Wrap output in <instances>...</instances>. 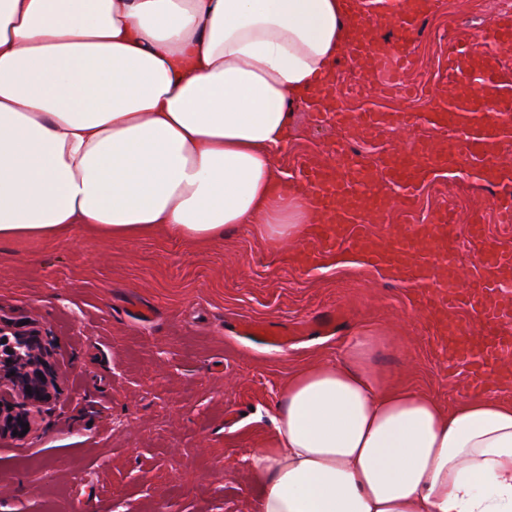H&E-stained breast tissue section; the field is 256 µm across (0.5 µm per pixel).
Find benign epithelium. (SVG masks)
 I'll use <instances>...</instances> for the list:
<instances>
[{
    "label": "benign epithelium",
    "instance_id": "7a95c632",
    "mask_svg": "<svg viewBox=\"0 0 512 512\" xmlns=\"http://www.w3.org/2000/svg\"><path fill=\"white\" fill-rule=\"evenodd\" d=\"M15 336L25 344L28 356L16 367L0 369L20 397L18 401L0 403V432H22L23 424L31 422L32 411L57 395L51 371L52 349L43 341L41 331L32 328Z\"/></svg>",
    "mask_w": 512,
    "mask_h": 512
}]
</instances>
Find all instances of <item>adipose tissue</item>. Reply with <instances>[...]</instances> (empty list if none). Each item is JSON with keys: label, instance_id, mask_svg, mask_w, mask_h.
I'll return each mask as SVG.
<instances>
[{"label": "adipose tissue", "instance_id": "obj_1", "mask_svg": "<svg viewBox=\"0 0 512 512\" xmlns=\"http://www.w3.org/2000/svg\"><path fill=\"white\" fill-rule=\"evenodd\" d=\"M350 27L340 0H0V242L301 243L321 217L277 156ZM368 342L289 376L258 512H512V401L386 389Z\"/></svg>", "mask_w": 512, "mask_h": 512}]
</instances>
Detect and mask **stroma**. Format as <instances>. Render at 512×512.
I'll list each match as a JSON object with an SVG mask.
<instances>
[{"label":"stroma","instance_id":"35a3bbf8","mask_svg":"<svg viewBox=\"0 0 512 512\" xmlns=\"http://www.w3.org/2000/svg\"><path fill=\"white\" fill-rule=\"evenodd\" d=\"M496 0H444L414 48V64L388 61L360 97L336 87L347 112L424 113L446 84L449 42L476 46ZM424 124L381 127L366 163L433 138ZM342 137L307 105L293 107V137L278 157L285 177L300 158L332 165ZM469 163L423 183L410 206L391 183L380 239L427 224L445 208L458 217L453 251L462 284L479 273L468 233L485 217L489 243L512 250V223L494 213L500 189L468 182ZM311 270L235 229L205 244L157 231L115 240L75 226L51 238L0 243V320L41 330L55 358L58 396L23 436L0 435V512H257L258 479L247 462L267 447L291 373L340 358L358 331L371 333L367 364L388 384L429 393L443 406L469 395L472 366L448 360L412 288L370 265ZM264 324L288 335L272 347L244 334Z\"/></svg>","mask_w":512,"mask_h":512}]
</instances>
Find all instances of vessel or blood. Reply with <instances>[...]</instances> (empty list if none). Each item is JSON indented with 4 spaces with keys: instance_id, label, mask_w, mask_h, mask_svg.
<instances>
[{
    "instance_id": "vessel-or-blood-1",
    "label": "vessel or blood",
    "mask_w": 512,
    "mask_h": 512,
    "mask_svg": "<svg viewBox=\"0 0 512 512\" xmlns=\"http://www.w3.org/2000/svg\"><path fill=\"white\" fill-rule=\"evenodd\" d=\"M345 13L357 19L348 45L347 58L358 68H376L386 58H396L401 66H412L409 45L419 25L435 13L441 0H342ZM391 26L396 30L392 44L372 39L371 30ZM484 42L501 45L512 41V17L503 16L481 31ZM473 71L484 88L489 108L479 111L468 92L443 95L434 108L417 116L410 112L390 113L388 123L408 128L419 122L429 124L434 140L413 141L408 149L388 153L381 172L398 186L402 200H409L419 183L431 175L459 164L476 160L480 174L492 170L491 159L506 141L512 140V82L506 80L500 65L477 60L465 46L448 50V71L458 74ZM377 171L365 163L340 162L328 169L303 162L292 188L305 192L309 202L322 214L321 223L310 225L307 249L301 256L305 266L314 267L333 256L337 244L356 242L362 254L379 267H391L400 282L411 285L419 307L431 317L445 314L457 305L473 309L480 322L481 340L471 343L470 327L448 318L436 331L434 343L453 355L470 359L475 369L470 384L489 388L494 384L488 372L506 354L512 353V332L502 327L504 307L494 294L499 271L512 266V251L485 243L480 225L470 227V236L481 243L478 262L484 278L461 287L455 273L448 271L446 253L452 231L448 213L437 215L433 223L410 232L377 241L366 227L389 206L385 193L373 190Z\"/></svg>"
}]
</instances>
